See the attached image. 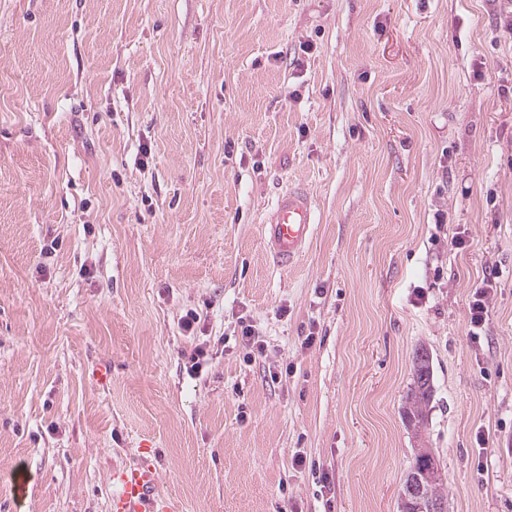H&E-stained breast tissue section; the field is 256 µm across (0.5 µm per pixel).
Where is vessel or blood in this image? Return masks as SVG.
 <instances>
[{
    "instance_id": "1",
    "label": "vessel or blood",
    "mask_w": 512,
    "mask_h": 512,
    "mask_svg": "<svg viewBox=\"0 0 512 512\" xmlns=\"http://www.w3.org/2000/svg\"><path fill=\"white\" fill-rule=\"evenodd\" d=\"M317 211L313 196L302 186L282 193L263 225V236L273 265L293 267L302 256L314 233ZM120 486L112 499V512H171L160 498V472L147 459H140L119 471Z\"/></svg>"
}]
</instances>
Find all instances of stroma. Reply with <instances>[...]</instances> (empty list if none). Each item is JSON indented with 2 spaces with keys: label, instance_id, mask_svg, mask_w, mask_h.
I'll use <instances>...</instances> for the list:
<instances>
[{
  "label": "stroma",
  "instance_id": "obj_1",
  "mask_svg": "<svg viewBox=\"0 0 512 512\" xmlns=\"http://www.w3.org/2000/svg\"><path fill=\"white\" fill-rule=\"evenodd\" d=\"M423 443L512 512V0H0V512H111L144 446L183 512H399ZM317 224L313 196L303 186L282 193L263 224V236L273 265L293 267L309 244ZM486 288L476 290L469 304L468 336L471 340L479 341L485 330L488 317V300L492 288H489L491 278L483 281ZM413 385L408 391L406 400L405 421L413 428L426 426L430 409H427L433 396V373L431 358L427 350L417 351L413 364Z\"/></svg>",
  "mask_w": 512,
  "mask_h": 512
}]
</instances>
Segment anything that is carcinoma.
Listing matches in <instances>:
<instances>
[{"instance_id":"cac0c4a2","label":"carcinoma","mask_w":512,"mask_h":512,"mask_svg":"<svg viewBox=\"0 0 512 512\" xmlns=\"http://www.w3.org/2000/svg\"><path fill=\"white\" fill-rule=\"evenodd\" d=\"M413 385L408 391L405 411L407 425L421 429L429 418L428 406L433 396V373L429 353L417 351L413 364ZM417 487V496L411 497L409 489ZM448 502L442 478L432 449L419 451L410 465L401 495V512H437V507Z\"/></svg>"}]
</instances>
